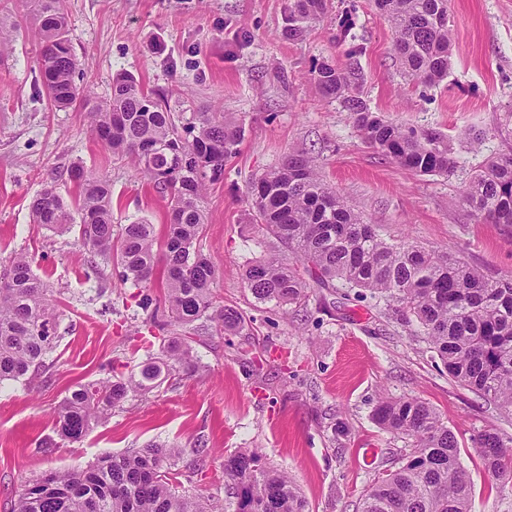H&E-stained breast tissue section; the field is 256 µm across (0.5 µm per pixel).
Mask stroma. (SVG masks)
I'll list each match as a JSON object with an SVG mask.
<instances>
[{
    "label": "stroma",
    "mask_w": 512,
    "mask_h": 512,
    "mask_svg": "<svg viewBox=\"0 0 512 512\" xmlns=\"http://www.w3.org/2000/svg\"><path fill=\"white\" fill-rule=\"evenodd\" d=\"M291 0H67L73 46L84 81L98 97L127 72L163 90L175 110L215 108L241 119L245 139L209 185L200 244L219 268L217 304L242 312L241 334L205 327L193 347V377H171L125 402L81 441H57L55 410L80 383L122 372L158 353L135 290L89 252L78 231L38 228L31 203L47 183L67 198L72 165L104 172L114 221L166 222L167 202L130 165L113 160L83 112L59 109L39 82L40 39L26 23L0 60V266L19 254L59 289L61 339L35 386L0 384V512H10L21 476L79 471L106 454L150 443L181 449L183 487L224 500V457L260 451L287 472L310 512H360L375 477L398 468L407 440L382 430L372 412L380 397L418 396L451 429L472 494L471 512H512V485L491 484L473 448L484 430L512 438V414L451 379L416 323L387 314L370 293L313 288L301 304L255 301L241 278L252 259L279 253L247 201V184L308 153L313 166L384 239H411L448 251L483 275L512 278V225L478 222L461 187L490 158L512 151V0H449L454 22L447 78L426 86L404 77L394 32L372 0H332L303 36L280 31ZM350 24L354 43L339 41ZM360 95L394 123L443 132L456 166L421 175L369 147L340 102L324 99L316 64L343 65L351 45ZM484 139L472 145L471 130ZM56 447H49V440ZM210 454L193 466V450Z\"/></svg>",
    "instance_id": "35a3bbf8"
}]
</instances>
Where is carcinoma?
Listing matches in <instances>:
<instances>
[{"label":"carcinoma","mask_w":512,"mask_h":512,"mask_svg":"<svg viewBox=\"0 0 512 512\" xmlns=\"http://www.w3.org/2000/svg\"><path fill=\"white\" fill-rule=\"evenodd\" d=\"M30 15L42 45L37 59L42 86L57 108L86 113L96 138L112 157L131 165L167 200L165 235L139 220L113 223L107 176L74 165L68 176L79 192L66 201L54 184L31 205L33 223L52 232L79 226L83 245L112 260L122 283L141 289L139 305L152 309L148 322L171 336L162 357L149 358L127 377L79 384L56 409L60 439L81 441L112 410L151 393L174 374L190 377L200 368L191 337L200 320L219 332L243 330L246 318L215 304L218 267L200 247L207 223L208 185L224 175L245 126L222 112H193L180 123L163 91L147 90L131 74L112 80L100 99L77 84L65 0H30ZM330 0H293L283 35L294 39L319 20ZM395 33L394 51L404 74L429 86L440 84L451 64L453 24L448 0H375ZM19 15L0 7V58L21 29ZM322 63L312 76L321 95L350 112L363 140L399 166L423 175L454 168L448 137L433 129L404 127L373 112L356 92L355 57ZM464 203L482 223L512 224V151L489 160L461 190ZM247 199L255 221L287 251L243 266L254 299L278 306L307 297L312 278L323 287L338 280L368 291L386 311L416 321L430 349L461 386L512 413V279H491L452 254L414 242H389L364 222L354 205L329 187L310 158L293 153L254 179ZM163 264L164 309L151 308L155 269ZM61 312L53 290L34 273L33 261L18 254L0 269V383L29 381L57 347ZM381 429L411 440L406 461L374 478L361 512H470L471 483L459 461L456 435L419 397L383 398L373 411ZM476 453L491 482H512V448L496 432L476 441ZM179 448L149 444L129 454L106 455L82 471L54 470L24 479L12 512H221L211 495L182 489L171 461ZM225 487L233 512H309L290 477L265 465L256 451L224 456Z\"/></svg>","instance_id":"1"}]
</instances>
